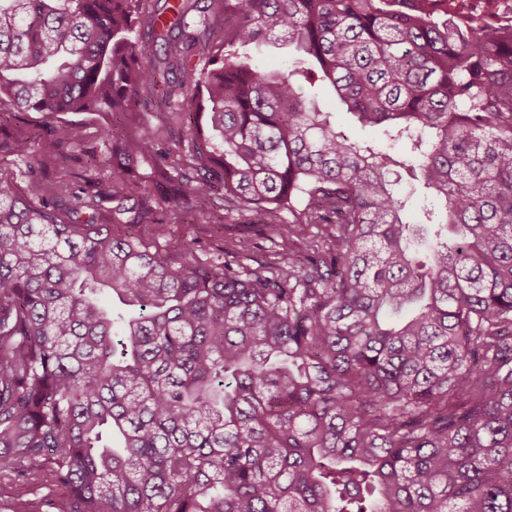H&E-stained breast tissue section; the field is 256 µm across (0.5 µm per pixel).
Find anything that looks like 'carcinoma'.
Listing matches in <instances>:
<instances>
[{"mask_svg":"<svg viewBox=\"0 0 512 512\" xmlns=\"http://www.w3.org/2000/svg\"><path fill=\"white\" fill-rule=\"evenodd\" d=\"M198 3L0 0V480L58 512H512V22ZM311 77L412 154L336 131ZM220 208L288 213L280 261L112 231Z\"/></svg>","mask_w":512,"mask_h":512,"instance_id":"cac0c4a2","label":"carcinoma"}]
</instances>
